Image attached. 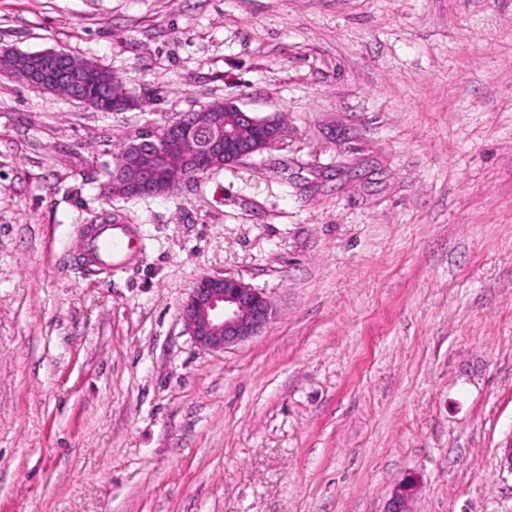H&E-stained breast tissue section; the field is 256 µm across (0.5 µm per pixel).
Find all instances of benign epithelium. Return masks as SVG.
Masks as SVG:
<instances>
[{
  "label": "benign epithelium",
  "instance_id": "7a95c632",
  "mask_svg": "<svg viewBox=\"0 0 512 512\" xmlns=\"http://www.w3.org/2000/svg\"><path fill=\"white\" fill-rule=\"evenodd\" d=\"M0 71L21 82L84 103V78L89 69L65 63L57 51L35 54L11 52L0 56ZM103 99L119 111L133 98L117 90H103ZM224 111L234 112V125L218 112H191L163 126L135 132L121 145L120 165L112 171V184L125 198L140 196L176 197L209 171L215 161L232 157L240 163L268 150L285 136V127L274 115L259 117L244 111L234 98L224 99ZM272 301L259 289L231 275L201 277L182 304L185 331L208 351H222L258 335L275 318ZM417 480L406 475L393 488L384 512H411Z\"/></svg>",
  "mask_w": 512,
  "mask_h": 512
}]
</instances>
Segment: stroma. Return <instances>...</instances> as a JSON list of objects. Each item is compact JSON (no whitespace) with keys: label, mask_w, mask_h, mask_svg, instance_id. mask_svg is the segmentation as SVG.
<instances>
[{"label":"stroma","mask_w":512,"mask_h":512,"mask_svg":"<svg viewBox=\"0 0 512 512\" xmlns=\"http://www.w3.org/2000/svg\"><path fill=\"white\" fill-rule=\"evenodd\" d=\"M145 104L0 75V512H512V0H0ZM237 98L284 139L174 199L118 141ZM140 242L89 272L86 224ZM277 316L218 352L197 279ZM417 490V480L412 474L406 475L393 488L384 512H411L410 504Z\"/></svg>","instance_id":"35a3bbf8"}]
</instances>
